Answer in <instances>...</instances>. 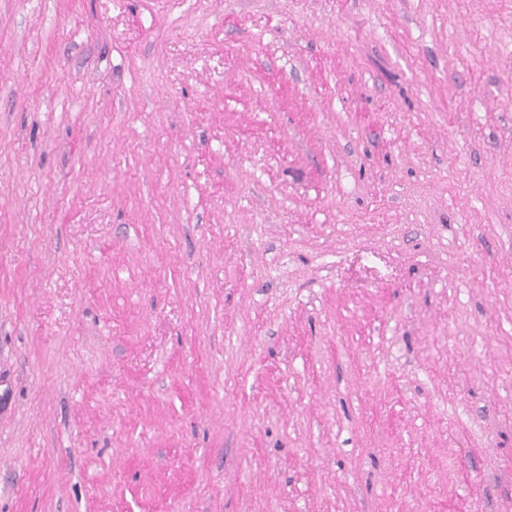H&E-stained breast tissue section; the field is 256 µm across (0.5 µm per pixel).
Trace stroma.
<instances>
[{"label":"stroma","mask_w":512,"mask_h":512,"mask_svg":"<svg viewBox=\"0 0 512 512\" xmlns=\"http://www.w3.org/2000/svg\"><path fill=\"white\" fill-rule=\"evenodd\" d=\"M0 512H512V0H0Z\"/></svg>","instance_id":"1"}]
</instances>
